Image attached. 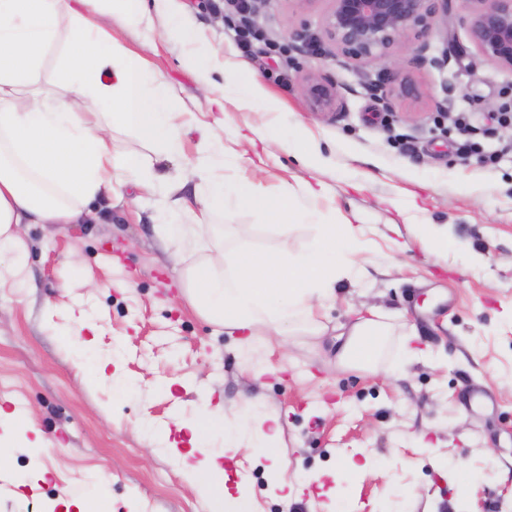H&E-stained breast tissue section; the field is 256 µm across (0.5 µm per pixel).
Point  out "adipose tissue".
<instances>
[{
    "label": "adipose tissue",
    "instance_id": "obj_1",
    "mask_svg": "<svg viewBox=\"0 0 512 512\" xmlns=\"http://www.w3.org/2000/svg\"><path fill=\"white\" fill-rule=\"evenodd\" d=\"M69 12L68 34H61L58 19ZM139 26L143 0H0V283L25 285L28 251L21 227L41 222L73 221L82 208L101 195L122 198V188L134 182L153 189L154 161L135 152H117L112 134L133 130L157 148V160L171 162L182 154L181 138L168 98L156 95L155 75L144 59L110 35L113 19ZM64 42L68 62L54 79L59 92L42 89L40 74L46 50ZM104 109L87 117L88 102ZM224 150L206 144L198 163L182 168L177 182L196 180L202 186L190 224L173 222L162 231L174 245L173 258L182 262L186 248L196 245L224 185L210 177L223 164ZM238 196L257 207H269L288 222L300 220V196L313 197L309 185L268 198L255 185L241 182ZM348 224H322L305 249L294 254L271 251H229L211 244L207 255L187 271L186 297L205 319L245 331L246 345L265 346L273 338L291 335L296 325L318 333V310L332 299L335 284L357 280L360 270L343 260L354 239ZM393 332L388 314L372 311L355 322L340 347L342 366L377 367L381 348ZM267 415L240 423L237 416L217 408L205 419L189 423L191 443L201 457L186 465L185 474L219 512H250L247 495L232 496L226 486L222 460L241 444L263 449L284 464L276 438L265 429ZM227 432L224 448L211 449L213 424Z\"/></svg>",
    "mask_w": 512,
    "mask_h": 512
}]
</instances>
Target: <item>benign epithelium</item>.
Listing matches in <instances>:
<instances>
[{"mask_svg":"<svg viewBox=\"0 0 512 512\" xmlns=\"http://www.w3.org/2000/svg\"><path fill=\"white\" fill-rule=\"evenodd\" d=\"M318 42H329L344 56L383 66L393 47L428 35L438 14H448L452 0H329ZM472 13L469 31L478 50L512 71V0H483ZM302 92L317 111L334 107L335 88L317 77Z\"/></svg>","mask_w":512,"mask_h":512,"instance_id":"1","label":"benign epithelium"}]
</instances>
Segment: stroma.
Returning a JSON list of instances; mask_svg holds the SVG:
<instances>
[{"label": "stroma", "mask_w": 512, "mask_h": 512, "mask_svg": "<svg viewBox=\"0 0 512 512\" xmlns=\"http://www.w3.org/2000/svg\"><path fill=\"white\" fill-rule=\"evenodd\" d=\"M327 8L260 0L258 36L245 49L231 0L220 11L214 0H145L148 23L116 19L112 35L147 60L178 114L183 153L158 173L195 163L208 141L224 148L216 181L246 179L271 196L323 188L302 199L305 216L290 227L254 206L216 208L204 243L220 234L231 250L296 252L317 225L346 220L358 230L349 256L362 278L337 284L321 335L273 342L250 360L240 331L208 322L184 297L158 197L130 185L137 205L102 198L80 222L27 225L26 286L0 285V411L24 427L0 459V512H64L79 493L100 512H211L183 475V424L209 404L244 422L258 411L278 417L287 467L272 470L247 445L227 467L252 512H512V159L461 160L451 129L463 112L511 143L512 124L496 119L512 113V73L471 40L476 0H452L447 29L428 39L441 65L406 67L420 96L399 97L381 67L328 44L294 50L293 31L319 34ZM171 18L189 42L163 38ZM228 64L244 65L277 109L207 96ZM312 75L335 86L331 111H314L303 95ZM268 130L288 138L287 149L268 150ZM300 130L320 147V165L299 161ZM240 154L257 165L240 168ZM420 224L447 227V253L417 237ZM374 307L399 314L419 359L396 368L403 343L392 336L377 369L337 366L342 333ZM99 359L111 361L110 377H95ZM35 440L44 452L30 449ZM349 460L376 468L334 483ZM102 470L112 480L98 487ZM319 472L324 487L307 484Z\"/></svg>", "instance_id": "1"}]
</instances>
